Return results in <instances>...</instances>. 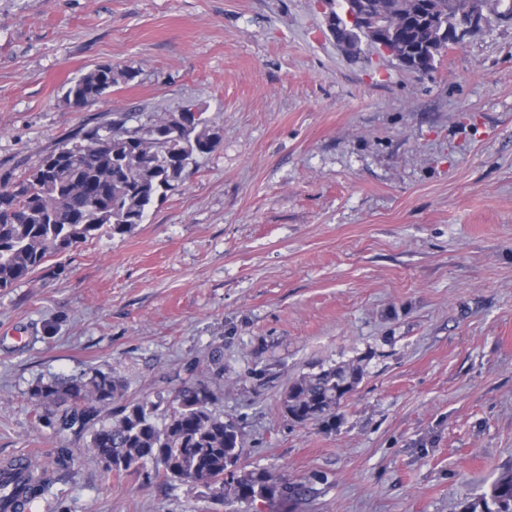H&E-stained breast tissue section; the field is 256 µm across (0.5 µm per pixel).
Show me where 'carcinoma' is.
<instances>
[{
    "label": "carcinoma",
    "mask_w": 512,
    "mask_h": 512,
    "mask_svg": "<svg viewBox=\"0 0 512 512\" xmlns=\"http://www.w3.org/2000/svg\"><path fill=\"white\" fill-rule=\"evenodd\" d=\"M376 9L404 16L395 42L401 48L439 47L438 32L455 19V0H374ZM130 69L98 66L71 82L66 98L77 107L105 97L118 79H134ZM76 137L85 144L63 146L39 165L15 178H0V289L12 287L63 254L94 238L106 227L124 235L146 221L156 199L164 197L212 152L218 136L206 121L174 126L149 118L126 126L119 114L112 121ZM212 380L184 382L157 400H131L112 372L39 381L32 397L44 409L39 415L57 434L87 438V451L108 472L134 474L152 465L168 482L200 485L222 502L256 498L282 500L298 493L281 474L248 470L241 464L236 427L217 410V389L224 385L223 349H212ZM363 379L360 364L349 362L303 373L281 399L282 412L298 424L333 426L336 409ZM55 471L29 461L16 472L13 498L33 502L48 492ZM512 512V469L504 471L482 497V510Z\"/></svg>",
    "instance_id": "cac0c4a2"
}]
</instances>
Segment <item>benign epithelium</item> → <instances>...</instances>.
Segmentation results:
<instances>
[{
    "label": "benign epithelium",
    "instance_id": "obj_1",
    "mask_svg": "<svg viewBox=\"0 0 512 512\" xmlns=\"http://www.w3.org/2000/svg\"><path fill=\"white\" fill-rule=\"evenodd\" d=\"M325 18L328 31L332 32L339 27L346 26L358 34H367L371 41L379 45L382 52L398 60L404 67L415 70L421 74L429 73V70L421 65L427 57L422 52L411 58L401 51L392 48L394 28L387 20L372 14L367 0H346V9H337L333 0H324ZM487 22L479 0H471L467 13L461 17L454 26H446L440 34L441 50L458 44L463 36L471 31L481 28Z\"/></svg>",
    "mask_w": 512,
    "mask_h": 512
}]
</instances>
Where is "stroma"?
Wrapping results in <instances>:
<instances>
[{"label": "stroma", "mask_w": 512, "mask_h": 512, "mask_svg": "<svg viewBox=\"0 0 512 512\" xmlns=\"http://www.w3.org/2000/svg\"><path fill=\"white\" fill-rule=\"evenodd\" d=\"M97 65L133 69L68 102ZM221 141L125 235L0 289V460L68 471L30 512H464L512 468V19L413 73L346 54L322 0H0V176L80 127L184 109ZM52 333H45V326ZM224 347L217 406L248 469L300 492L218 505L105 472L30 392L112 372L155 399ZM362 362L329 429L288 421L299 374ZM119 77L130 81L134 79L135 72L130 69L116 71L109 65L97 66L71 82L66 90V98L78 107L95 103L112 91Z\"/></svg>", "instance_id": "1"}]
</instances>
